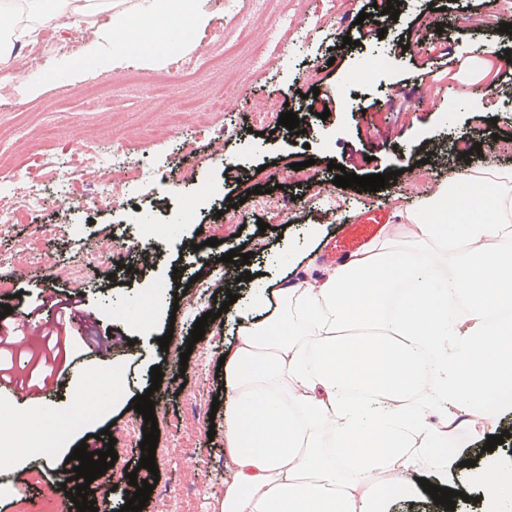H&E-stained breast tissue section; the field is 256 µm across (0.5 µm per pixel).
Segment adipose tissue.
Instances as JSON below:
<instances>
[{
    "instance_id": "1",
    "label": "adipose tissue",
    "mask_w": 512,
    "mask_h": 512,
    "mask_svg": "<svg viewBox=\"0 0 512 512\" xmlns=\"http://www.w3.org/2000/svg\"><path fill=\"white\" fill-rule=\"evenodd\" d=\"M47 2L0 0L1 71ZM403 218L405 245L372 242L298 288L257 278L230 305L224 512H388L512 415V168L450 172ZM477 480L483 512H512V463Z\"/></svg>"
}]
</instances>
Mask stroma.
I'll list each match as a JSON object with an SVG mask.
<instances>
[{"instance_id":"obj_1","label":"stroma","mask_w":512,"mask_h":512,"mask_svg":"<svg viewBox=\"0 0 512 512\" xmlns=\"http://www.w3.org/2000/svg\"><path fill=\"white\" fill-rule=\"evenodd\" d=\"M122 2L123 28L109 20L94 23L92 35L76 46L67 32L56 29V42L41 58L39 71L19 65L9 80L0 82V94L17 104L16 111L0 112V194L11 187V167L26 161L34 148L72 152L91 144L105 151L115 139L126 137L138 153L142 146L131 140V132L170 121L185 92L179 80H172L170 95L163 101L154 98L150 85L130 87L123 81L127 60L118 55L117 44L136 37L141 0ZM373 2L301 0L307 29L286 45L285 57L273 74L252 72L243 54L226 60L224 70L234 80L225 87L224 96L233 101L234 111L210 110L217 83L213 77H201L194 87L198 110L176 127L166 148L167 164L175 170H191L192 182L163 184L152 195L135 198L133 205L107 208L75 206L51 188L35 223L15 225L10 236L0 237V253L6 254L15 253L30 238L43 241L37 255L0 267V275L11 280L15 291L14 296L5 297V304L27 315L35 326L52 308L79 297L83 308L93 314L94 327L91 334H84L70 316H63L62 329L70 338L71 350L81 354L99 339H118L123 345L120 356L96 362V369L133 366V382L125 387L127 398L147 392L160 408L156 415L158 475L139 468V442L113 443L105 436V428H124L136 417L126 403L115 405L105 399L96 413L83 415L81 426L53 449L47 465L33 464L20 451L9 458L16 478L14 495L0 501V512H38L43 504L77 512L64 491L52 490L51 485L55 470L65 465L73 448L90 439L96 448L110 444L118 453L114 466L97 479L113 512H120L135 491L127 478L131 472L157 482L142 512H223L221 491L231 471L224 459V418L212 416L211 404L224 395V375L217 367L222 351L236 342L235 327L232 319L223 316L209 323L186 371L175 369L157 340L169 331L178 348H185L198 319L197 313L188 310L189 296H177L178 287L189 286L196 274L206 273L211 260L240 248L252 254L246 266L251 274L283 279L290 285L322 276L331 267L328 245L341 235L352 213L385 212L396 242L405 243L401 214L419 205L423 195L406 188V173L417 161H425L430 173L423 193L434 191L450 171L468 162L512 167V153L502 150L504 140L512 141V103H505L497 90L486 86L487 81L512 73V62L505 56L506 50H512V35L499 30L500 24L512 23V8H495L491 0H401L397 20L381 26L356 25L360 13H372ZM190 4L208 22L187 30L180 39L178 48L187 57L224 30V0H190ZM324 20L332 26L322 36L315 28ZM347 36L352 39L348 46L343 43ZM480 51L493 57L490 80L459 79L456 57L472 58ZM379 53L389 55V67L372 83H355L353 73ZM422 73L427 76L423 82L418 79ZM420 82L432 88V99L417 97L415 87ZM272 87L289 97L319 88L322 97L301 118V132L256 120L255 105ZM325 107L330 115L323 120L317 113ZM217 121L232 135L224 144L233 153L228 167L211 152L210 127ZM458 138L480 144V152L468 160L455 154L451 145ZM190 139L196 149L188 154L183 145ZM302 161L308 164V178L291 176V164ZM332 162L359 176L394 171L398 178L377 192L336 188L344 205L331 224L324 221L313 196L316 184L327 186L334 180L328 170ZM196 182L213 188V195L175 233L155 243L152 268L132 272L137 260L132 253L118 257L116 264L87 271L81 279L70 278L67 262L76 240L106 246L116 236L132 235V225L123 218L135 206L146 215L168 218L180 196L189 195ZM258 186L270 190L272 199L285 204V211L256 208L246 193ZM210 238L217 239V246H207ZM287 249L297 258L285 267L280 256ZM159 280L167 287L151 326L132 328L121 316V308ZM155 365L161 366L164 376L154 392L150 372ZM33 382L49 387L46 401L0 403V413L46 427L56 415L74 414L72 392L88 384L89 374L84 371L65 380L39 374Z\"/></svg>"}]
</instances>
